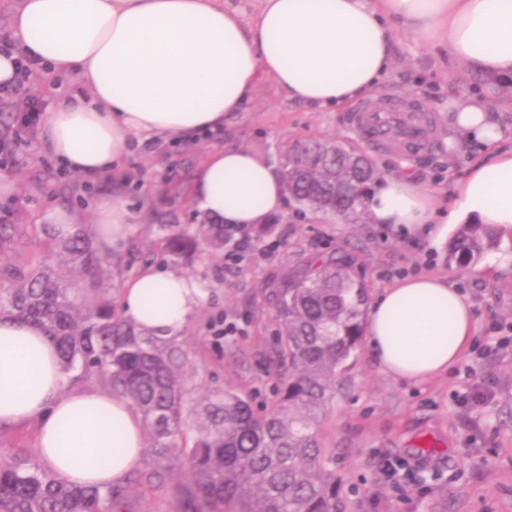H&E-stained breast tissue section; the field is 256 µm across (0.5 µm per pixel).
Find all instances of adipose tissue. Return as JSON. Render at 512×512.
<instances>
[{
  "label": "adipose tissue",
  "mask_w": 512,
  "mask_h": 512,
  "mask_svg": "<svg viewBox=\"0 0 512 512\" xmlns=\"http://www.w3.org/2000/svg\"><path fill=\"white\" fill-rule=\"evenodd\" d=\"M398 27L490 83L512 79V0H18L11 38L43 73L79 76L84 94L45 112L37 149L95 179L122 169L131 137L192 140L224 126L265 76L320 108L369 94L389 71ZM451 122L484 153L455 184L445 223L512 233V146L481 102L453 109ZM194 196L239 227L284 208L278 171L235 146L208 156ZM436 208L407 176L379 182L367 201L372 223L407 237L430 233ZM132 222L119 195L102 198L95 245L120 251ZM202 299L192 278L149 267L124 283L120 306L138 327L173 336ZM475 332L467 296L433 275L385 289L365 327L382 369L409 381L446 373ZM30 422L41 467L75 486L107 489L146 455L127 399L73 387L44 330L0 318V425Z\"/></svg>",
  "instance_id": "ef3b65f1"
}]
</instances>
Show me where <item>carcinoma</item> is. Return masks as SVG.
Wrapping results in <instances>:
<instances>
[{
	"instance_id": "1",
	"label": "carcinoma",
	"mask_w": 512,
	"mask_h": 512,
	"mask_svg": "<svg viewBox=\"0 0 512 512\" xmlns=\"http://www.w3.org/2000/svg\"><path fill=\"white\" fill-rule=\"evenodd\" d=\"M282 179L300 207L358 224L378 169L364 153L314 140L286 157ZM160 229L174 255L196 246V235L185 229ZM41 233L55 261L20 267L9 256L21 228L0 224V317L44 329L67 373L96 379L128 399L149 437L151 467L101 491L73 486L16 457L0 463V512H136L130 487L145 498L171 472L182 476L172 491L175 512H344L322 422L339 369L364 340L368 288L350 259L311 258L271 289L282 328L273 347L281 388L258 414L235 388L191 397L188 354L176 337L121 315L112 294V255L94 246L87 225L59 237L44 224ZM198 233L224 247V225L202 224ZM494 238L489 224L459 225L448 263L458 270L475 265ZM189 414L196 422L189 423Z\"/></svg>"
}]
</instances>
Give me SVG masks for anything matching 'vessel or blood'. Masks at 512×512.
Instances as JSON below:
<instances>
[{"label":"vessel or blood","instance_id":"b4317fda","mask_svg":"<svg viewBox=\"0 0 512 512\" xmlns=\"http://www.w3.org/2000/svg\"><path fill=\"white\" fill-rule=\"evenodd\" d=\"M349 123L378 152L393 149L414 158L433 145V113L399 95L383 102L357 105L349 114Z\"/></svg>","mask_w":512,"mask_h":512}]
</instances>
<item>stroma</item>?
<instances>
[{"instance_id":"stroma-1","label":"stroma","mask_w":512,"mask_h":512,"mask_svg":"<svg viewBox=\"0 0 512 512\" xmlns=\"http://www.w3.org/2000/svg\"><path fill=\"white\" fill-rule=\"evenodd\" d=\"M394 40L391 69L375 94H404L426 106L435 116L437 144L415 161L383 153L375 155V164L382 177L406 175L438 192L450 189L483 150L451 127L449 102L483 100L511 134L512 109L502 103L512 97V80L490 86L460 64L442 77L428 47L400 29ZM348 113L345 106L318 110L288 100L266 77L248 110L233 113L222 130L151 146L132 140L122 173L96 180L61 171L17 124L0 127V178L16 185L11 197L0 198V224L39 225L55 208L88 224L99 198L121 188L135 224L114 259L113 288L148 265L197 280L204 299L179 334L189 353L187 387L197 399L227 386L242 389L258 411L279 381L270 363L276 310L269 289L288 265L302 257L354 254L373 297L403 275L447 277L469 297L477 322L461 364L429 382L410 383L387 374L365 346L342 366L323 421L337 496L346 512H512V264L502 263L512 255V235L497 234L478 264L461 271L448 266L454 230L447 225H435L432 237L410 238L380 224L301 212L291 201L231 267L223 251L204 242L186 255H171L158 232L162 224L199 225L202 209L191 189L213 149L232 143L276 167L310 139L366 150L347 123ZM469 366L492 382L495 398L463 409L455 396L469 383ZM384 459L401 464L399 485L380 480Z\"/></svg>"}]
</instances>
